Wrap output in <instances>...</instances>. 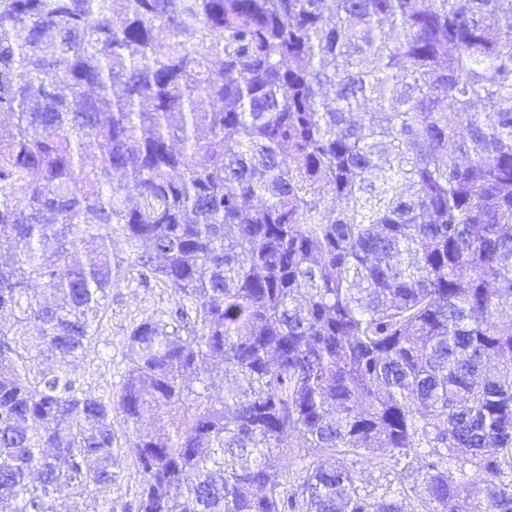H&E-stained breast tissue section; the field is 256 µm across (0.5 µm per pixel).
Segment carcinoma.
Returning a JSON list of instances; mask_svg holds the SVG:
<instances>
[{"mask_svg": "<svg viewBox=\"0 0 512 512\" xmlns=\"http://www.w3.org/2000/svg\"><path fill=\"white\" fill-rule=\"evenodd\" d=\"M0 112V512H512V0H0ZM175 299L171 288L153 282H119L112 287L102 327L91 352L78 365L77 373L85 389L96 393L115 392L124 369L126 337L133 324L166 310ZM115 470L119 472V481L112 486V507L114 512H124L123 505L135 500L141 477L130 455L122 457Z\"/></svg>", "mask_w": 512, "mask_h": 512, "instance_id": "1", "label": "carcinoma"}]
</instances>
